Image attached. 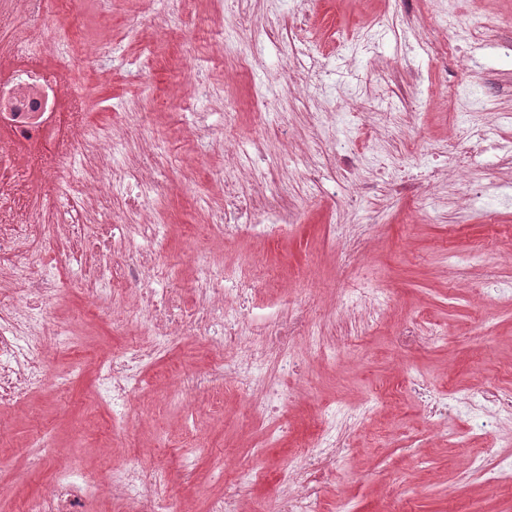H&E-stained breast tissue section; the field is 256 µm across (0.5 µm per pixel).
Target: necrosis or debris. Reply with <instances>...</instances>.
<instances>
[{
    "instance_id": "1",
    "label": "necrosis or debris",
    "mask_w": 512,
    "mask_h": 512,
    "mask_svg": "<svg viewBox=\"0 0 512 512\" xmlns=\"http://www.w3.org/2000/svg\"><path fill=\"white\" fill-rule=\"evenodd\" d=\"M51 3L0 0V414L39 391L49 353L72 343L50 311L60 293L55 274L73 265L95 281L79 291L85 317L109 313L133 289L147 316L148 340H127L118 355L97 364L98 390L112 406L114 433H122L140 384L136 365L192 335L208 339L210 376L244 393L252 411L272 412L283 394L282 377L297 367V351L325 353L323 338L313 335L301 312L244 334L237 304L247 291L229 282L215 261L207 262L202 278L168 287L155 299L153 284H167L171 268L148 248L160 233L151 210H144L139 226L144 245L134 249L126 243L128 224L97 223L94 204L104 186L128 177L141 199L170 193L152 164L156 139L144 122H133L134 150L120 168L112 164L114 141L90 140V95L69 75L96 53L76 49L74 30L46 35ZM79 159L91 164L92 175L68 182L63 174ZM218 190L225 207L206 214L197 227L210 237L231 231L273 237L296 216L287 199L269 200L265 190L246 203L239 202L235 181ZM335 460L336 444L326 436L301 452L299 465L282 480L277 512H321L317 482ZM100 502L103 512H184L168 469L134 461L108 465L100 481L61 467L26 512H91Z\"/></svg>"
}]
</instances>
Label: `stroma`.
<instances>
[{
    "label": "stroma",
    "instance_id": "35a3bbf8",
    "mask_svg": "<svg viewBox=\"0 0 512 512\" xmlns=\"http://www.w3.org/2000/svg\"><path fill=\"white\" fill-rule=\"evenodd\" d=\"M139 0H78L75 18L103 46L97 72L87 73L94 135H109L116 113L138 119L150 114L165 139L161 169L174 187L156 205L159 223L170 225L161 252L179 258L196 249L223 259L237 271L245 253L264 263L267 281L256 284L257 305L247 324L311 307V325L336 348L335 355H304L297 374L285 379L277 423L245 414L236 391L223 378L198 391L195 409L182 406L178 365L195 375L210 361L202 337L187 336L143 368L135 413L118 444H109L111 413L96 393L92 372L75 376L67 398L48 387L29 408L0 419V485L33 496L55 471L54 462L31 467L27 448L36 438L60 454L81 445H111L113 458L133 457L144 467L163 463L177 493L205 500L238 471L255 477L239 488L245 508L273 507L279 477L298 461V451L335 412L345 448L319 486L325 512H512V484L491 485L470 471L482 458L512 465V418L497 417L495 436L462 412L470 394L512 388V170L500 159L512 143V126L482 125L484 148L468 177H460L449 142L463 137L472 117L512 114V0H311L303 32L284 35L294 19L293 0H191L174 8L156 0L160 26L141 25ZM274 38L255 42L258 30ZM459 32L464 63L437 66L430 30ZM224 42L225 58L246 55L253 70L243 76L198 62L186 105L171 113L164 103L173 81L171 62L194 57L208 39ZM456 94V119L435 109L439 91ZM416 114L414 125L405 112ZM237 133L223 153L190 138L198 121L223 133L226 113ZM368 112L367 125L347 120ZM266 132V156L258 167L271 194L288 197L302 216L282 237L251 240L234 233L194 240L190 226L218 206L216 182L231 177L225 155L248 156L255 124ZM319 141L311 156L287 151L295 140ZM341 140L358 150L354 174L343 171L329 146ZM432 182L431 191L410 198L403 182ZM336 184L341 197L325 201ZM342 225L359 238L369 261L348 262L326 246L329 227ZM374 225L371 236L361 234ZM313 270L318 286L306 292L302 274ZM387 289L393 298L380 323L364 332L365 314L349 315L341 299L356 285ZM80 272L60 283L53 315L78 336L75 349L48 358L53 375L69 373L75 357L91 350L118 352L123 337L78 316ZM436 332L442 343L399 346L406 326ZM446 394L447 428L427 418L420 395L406 387L403 367ZM386 391L383 406L361 411L370 394ZM464 436L462 445L449 433Z\"/></svg>",
    "mask_w": 512,
    "mask_h": 512
}]
</instances>
